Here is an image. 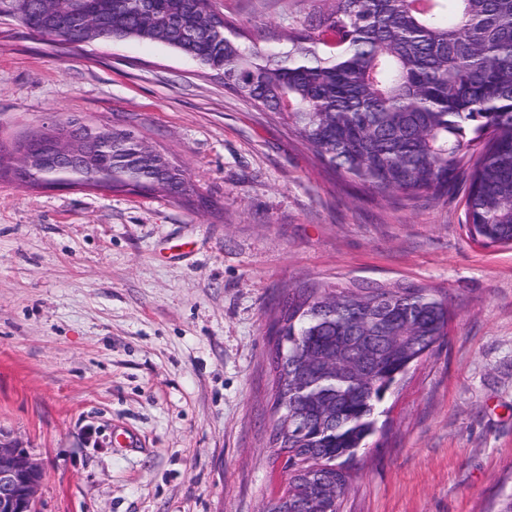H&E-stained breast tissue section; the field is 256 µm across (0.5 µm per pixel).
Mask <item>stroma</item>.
Masks as SVG:
<instances>
[{"mask_svg": "<svg viewBox=\"0 0 512 512\" xmlns=\"http://www.w3.org/2000/svg\"><path fill=\"white\" fill-rule=\"evenodd\" d=\"M287 32L306 0H214ZM78 115L134 132L207 198L0 180V434L39 458L37 512H265L269 323L303 283L446 291L439 347L378 405L342 512H497L512 493V246L465 187L380 197L162 43L60 50L0 24V143Z\"/></svg>", "mask_w": 512, "mask_h": 512, "instance_id": "stroma-1", "label": "stroma"}]
</instances>
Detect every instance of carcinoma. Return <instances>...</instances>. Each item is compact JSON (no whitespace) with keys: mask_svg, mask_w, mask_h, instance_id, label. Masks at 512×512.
Returning <instances> with one entry per match:
<instances>
[{"mask_svg":"<svg viewBox=\"0 0 512 512\" xmlns=\"http://www.w3.org/2000/svg\"><path fill=\"white\" fill-rule=\"evenodd\" d=\"M309 0L280 35L217 18L213 0H0V19L88 42H160L287 118L329 168L382 196L434 199L462 176L468 237L512 243V0ZM112 129L96 164L42 159L41 179L181 198L177 168ZM448 299L415 284H307L285 292L270 327L274 403L311 404L281 427L273 463L288 472L280 512H340L350 463L386 393L448 334ZM354 336H386L357 349ZM336 354V370L290 378L287 361ZM336 408V417L324 408Z\"/></svg>","mask_w":512,"mask_h":512,"instance_id":"cac0c4a2","label":"carcinoma"}]
</instances>
